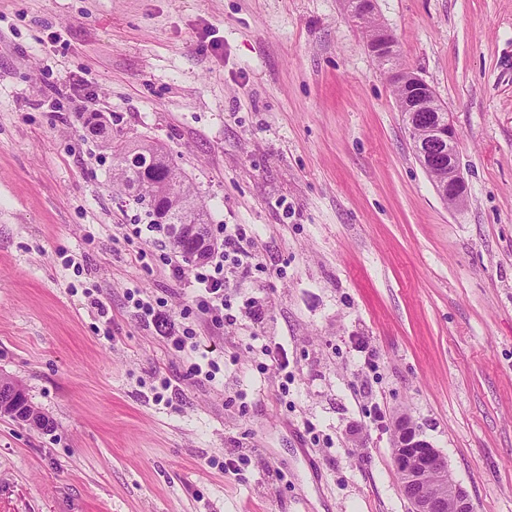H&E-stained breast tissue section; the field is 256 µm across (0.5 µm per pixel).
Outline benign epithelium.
Here are the masks:
<instances>
[{"mask_svg": "<svg viewBox=\"0 0 512 512\" xmlns=\"http://www.w3.org/2000/svg\"><path fill=\"white\" fill-rule=\"evenodd\" d=\"M376 10V0H349L347 15L353 22L361 20L367 12ZM374 56L392 61L396 55L395 42L387 29L379 30L376 42L370 48ZM389 80L397 88L408 92L402 101L405 124L412 136L416 160L432 179L433 185L443 201L455 200V206L465 204V180L457 160L458 133L449 111L438 109L439 99L433 87L422 77L402 68L388 70ZM431 109L430 123L426 134H417L415 119L419 113ZM182 239L190 242L192 259L198 263L206 260L211 244L194 224L182 228ZM399 437L404 439L402 448H411L413 453L397 464L405 496L412 512H446L445 499L438 487H452L455 494L454 512H472L466 490L454 479L448 462L436 449L412 432V427L403 422L398 427Z\"/></svg>", "mask_w": 512, "mask_h": 512, "instance_id": "7a95c632", "label": "benign epithelium"}]
</instances>
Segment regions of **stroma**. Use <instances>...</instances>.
<instances>
[{"label":"stroma","instance_id":"stroma-1","mask_svg":"<svg viewBox=\"0 0 512 512\" xmlns=\"http://www.w3.org/2000/svg\"><path fill=\"white\" fill-rule=\"evenodd\" d=\"M376 11L452 114L461 208L343 0H0V376L52 423L0 416V512H411L402 418L473 512H512V0ZM95 113L252 235L235 324L171 277L170 236L130 233L149 217ZM135 288L186 313L191 347ZM205 357L211 381L188 373ZM128 297L138 310L140 319L149 327L152 325L163 340L183 349L187 340L193 338V329L184 326L172 309L165 308L167 302L159 301L160 304L156 302L155 306L150 298H142L137 289L130 290Z\"/></svg>","mask_w":512,"mask_h":512}]
</instances>
